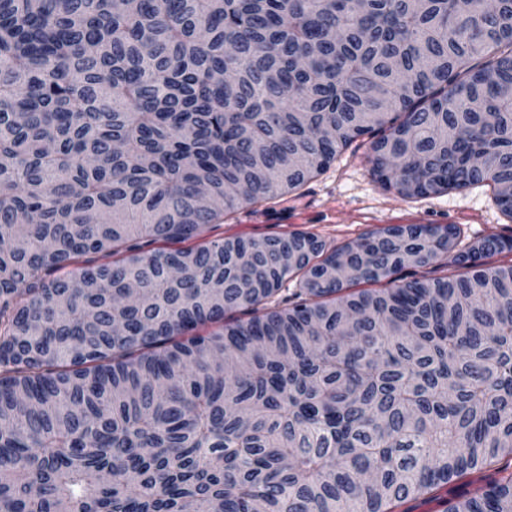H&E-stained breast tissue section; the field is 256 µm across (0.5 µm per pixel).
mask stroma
<instances>
[{"label": "stroma", "mask_w": 512, "mask_h": 512, "mask_svg": "<svg viewBox=\"0 0 512 512\" xmlns=\"http://www.w3.org/2000/svg\"><path fill=\"white\" fill-rule=\"evenodd\" d=\"M368 153V142L353 143L298 193L273 203L242 205L225 215L211 237L310 232L339 246L388 224H452L466 242L487 234L512 237V219L502 213L489 187L404 198L370 174ZM484 485L478 475H469L395 504L393 512H443L449 499Z\"/></svg>", "instance_id": "35a3bbf8"}]
</instances>
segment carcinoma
Returning a JSON list of instances; mask_svg holds the SVG:
<instances>
[{
	"instance_id": "1",
	"label": "carcinoma",
	"mask_w": 512,
	"mask_h": 512,
	"mask_svg": "<svg viewBox=\"0 0 512 512\" xmlns=\"http://www.w3.org/2000/svg\"><path fill=\"white\" fill-rule=\"evenodd\" d=\"M364 136L512 218V0H0V512H393L512 459V239L206 238Z\"/></svg>"
}]
</instances>
